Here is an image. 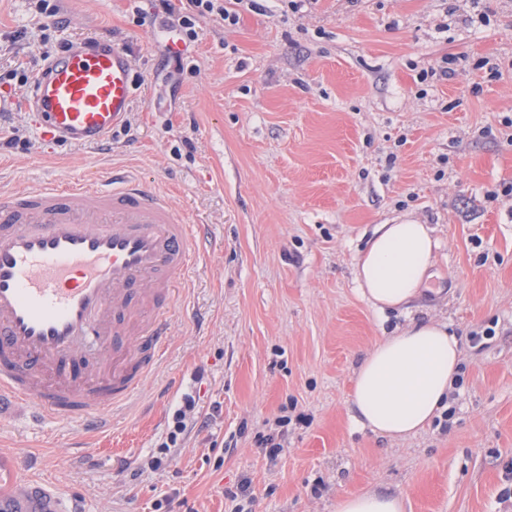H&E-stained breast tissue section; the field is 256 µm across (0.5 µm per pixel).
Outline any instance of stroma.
Here are the masks:
<instances>
[{
  "mask_svg": "<svg viewBox=\"0 0 512 512\" xmlns=\"http://www.w3.org/2000/svg\"><path fill=\"white\" fill-rule=\"evenodd\" d=\"M0 0V191L98 181L120 167L168 193L215 242L185 277L168 348L140 397L103 431L33 414L0 422V448L32 463L85 512H336L368 489L405 512H512V0H284L241 9L234 28L200 19L173 84L169 31L150 0ZM489 14L481 25L476 11ZM97 35L137 80L128 128L104 148L47 144L6 75L43 66V36ZM455 75L419 82L441 57ZM498 65L488 80L483 63ZM410 218L439 247L408 310L378 315L355 260L378 224ZM445 321L464 382L451 417L393 440L357 428L352 379L373 344L409 320ZM493 328L485 348L471 332ZM200 420L168 452L173 413ZM295 405L277 457L259 446Z\"/></svg>",
  "mask_w": 512,
  "mask_h": 512,
  "instance_id": "obj_1",
  "label": "stroma"
}]
</instances>
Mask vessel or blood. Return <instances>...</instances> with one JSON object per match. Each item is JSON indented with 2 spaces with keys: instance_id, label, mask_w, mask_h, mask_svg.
<instances>
[{
  "instance_id": "obj_1",
  "label": "vessel or blood",
  "mask_w": 512,
  "mask_h": 512,
  "mask_svg": "<svg viewBox=\"0 0 512 512\" xmlns=\"http://www.w3.org/2000/svg\"><path fill=\"white\" fill-rule=\"evenodd\" d=\"M125 50L91 38L36 77L28 109L50 138L98 147L135 96ZM200 225L129 172L0 192V418L31 410L101 430L142 389L171 335ZM0 512H74L0 450Z\"/></svg>"
}]
</instances>
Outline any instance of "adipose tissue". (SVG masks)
<instances>
[{
  "label": "adipose tissue",
  "instance_id": "ef3b65f1",
  "mask_svg": "<svg viewBox=\"0 0 512 512\" xmlns=\"http://www.w3.org/2000/svg\"><path fill=\"white\" fill-rule=\"evenodd\" d=\"M438 246L430 225H376L356 259L361 296L380 312L407 308L421 295ZM460 359L444 322H412L384 337L355 372L356 423L393 439L416 436L446 410Z\"/></svg>",
  "mask_w": 512,
  "mask_h": 512
}]
</instances>
